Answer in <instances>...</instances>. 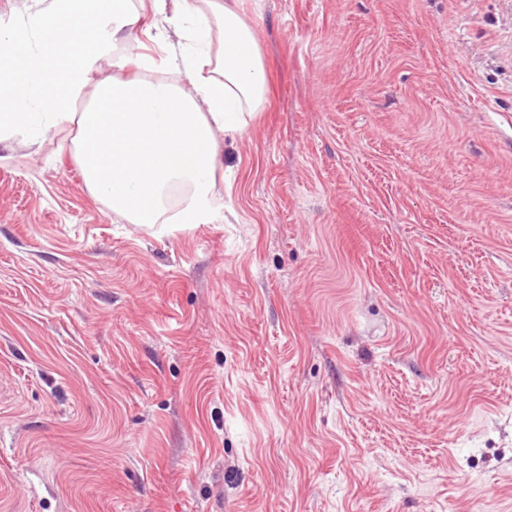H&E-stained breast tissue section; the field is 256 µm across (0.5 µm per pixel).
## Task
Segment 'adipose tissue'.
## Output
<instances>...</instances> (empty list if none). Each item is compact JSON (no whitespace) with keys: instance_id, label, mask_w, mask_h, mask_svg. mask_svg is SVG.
<instances>
[{"instance_id":"adipose-tissue-1","label":"adipose tissue","mask_w":512,"mask_h":512,"mask_svg":"<svg viewBox=\"0 0 512 512\" xmlns=\"http://www.w3.org/2000/svg\"><path fill=\"white\" fill-rule=\"evenodd\" d=\"M33 2L25 28L0 26V143L35 146L71 128L85 183L112 213L141 225L209 221L219 139L241 135L266 96L239 0H173L180 41L167 61L191 76L187 89L127 73L116 56L139 27L132 0Z\"/></svg>"}]
</instances>
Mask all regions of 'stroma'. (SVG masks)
Returning a JSON list of instances; mask_svg holds the SVG:
<instances>
[{"label": "stroma", "instance_id": "stroma-1", "mask_svg": "<svg viewBox=\"0 0 512 512\" xmlns=\"http://www.w3.org/2000/svg\"><path fill=\"white\" fill-rule=\"evenodd\" d=\"M240 9L211 223L0 145V512H512V0Z\"/></svg>", "mask_w": 512, "mask_h": 512}]
</instances>
